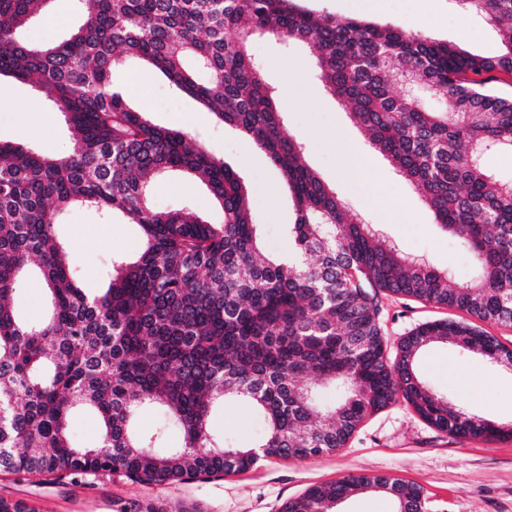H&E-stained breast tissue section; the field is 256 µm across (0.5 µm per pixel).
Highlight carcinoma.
<instances>
[{"label": "carcinoma", "mask_w": 512, "mask_h": 512, "mask_svg": "<svg viewBox=\"0 0 512 512\" xmlns=\"http://www.w3.org/2000/svg\"><path fill=\"white\" fill-rule=\"evenodd\" d=\"M50 2L0 0V76L37 78L74 139L73 151L58 156L0 142V471L192 481L247 470L262 456L333 452L400 399L456 439L503 432L437 393L416 357L450 341L512 366V349L476 325L437 321L404 337L392 359L376 298L387 292L512 324V183L469 160L486 147L512 154V99L489 86L492 73L512 72V0H455L503 36V52L492 57L393 25L316 16L298 0H80L83 21L69 38L31 47L18 31ZM228 30L236 39H226ZM265 33L309 47L325 90L472 254L477 278L453 283L446 272L409 265L302 162L246 48ZM127 55L161 69L280 170L296 211L288 257L261 253L248 188L224 160L186 133L153 125L109 88ZM414 79L451 111L394 93ZM170 169L199 177L224 223L156 211L149 178ZM75 205L121 211L146 240L137 261L112 263L110 287L92 298L54 234L57 216ZM31 273L48 289V309L25 323L10 300ZM326 385L336 399L321 405ZM233 400L264 420L256 449L227 448L211 428L213 408ZM78 406L100 420L90 448L69 437ZM149 406L163 410L164 424L138 434L132 421ZM170 427L182 433L174 450L164 449ZM370 485L392 491L397 509L421 512L419 489L354 474L308 489L282 512H334Z\"/></svg>", "instance_id": "1"}]
</instances>
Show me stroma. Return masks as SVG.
Here are the masks:
<instances>
[{
  "instance_id": "obj_1",
  "label": "stroma",
  "mask_w": 512,
  "mask_h": 512,
  "mask_svg": "<svg viewBox=\"0 0 512 512\" xmlns=\"http://www.w3.org/2000/svg\"><path fill=\"white\" fill-rule=\"evenodd\" d=\"M378 7L373 17L378 24L419 30L475 54L502 52L499 36L482 20L459 11L454 0H380ZM82 20L79 0H54L22 35L35 46L58 44ZM249 54L275 91L287 131L302 144L303 161L335 186L348 207L406 254L450 272L454 280L471 279L469 254L439 232L417 192L381 157L365 152L373 172L365 185L344 169V151L364 136L324 92L307 47L265 35L251 43ZM110 84L125 92L129 106L153 124L199 138L230 165L249 189L266 252H288V226L295 220L292 198L261 152L243 153V136L236 128L218 123L199 101L142 60L130 59L114 69ZM0 141L51 155L72 147L64 116L38 82L7 77L0 78ZM370 194L393 207V223H385L367 207ZM151 200L159 211L189 205L208 223L223 221L222 210L211 203L205 186L179 171L153 180ZM55 234L69 254L79 286L91 297L107 288L113 260H133L143 250L139 227L119 211L105 218L91 208H70L59 218ZM377 303L380 327L392 349L421 324L469 319L458 309L394 294H379ZM417 369L467 412L512 426L511 367L449 343H433L421 352ZM212 424L231 448L257 446L264 433L262 419L238 401L219 406ZM351 473L384 475L418 487L421 512H512V433L457 440L430 428L397 402L365 419L344 448L308 460L267 457L244 471L158 486L134 484L109 473L43 480L0 472V496L25 502L30 512H132L135 505L150 501L186 512H282L285 502L310 487Z\"/></svg>"
}]
</instances>
